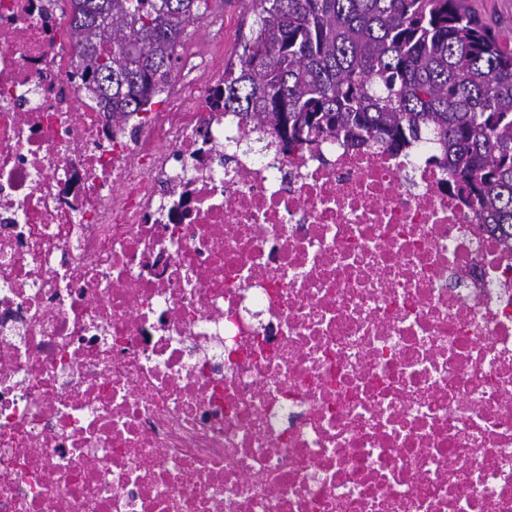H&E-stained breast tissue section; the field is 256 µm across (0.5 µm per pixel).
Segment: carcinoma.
<instances>
[{"instance_id": "cac0c4a2", "label": "carcinoma", "mask_w": 512, "mask_h": 512, "mask_svg": "<svg viewBox=\"0 0 512 512\" xmlns=\"http://www.w3.org/2000/svg\"><path fill=\"white\" fill-rule=\"evenodd\" d=\"M256 20L216 105L245 120L246 150L321 136L400 151L426 139L512 248V49L464 0H250ZM208 0H70L71 78L112 128L149 112Z\"/></svg>"}]
</instances>
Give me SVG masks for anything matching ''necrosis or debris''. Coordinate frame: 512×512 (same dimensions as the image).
<instances>
[{
	"label": "necrosis or debris",
	"mask_w": 512,
	"mask_h": 512,
	"mask_svg": "<svg viewBox=\"0 0 512 512\" xmlns=\"http://www.w3.org/2000/svg\"><path fill=\"white\" fill-rule=\"evenodd\" d=\"M0 0V512H512V250L429 163L242 151L224 54L110 134Z\"/></svg>",
	"instance_id": "obj_1"
}]
</instances>
